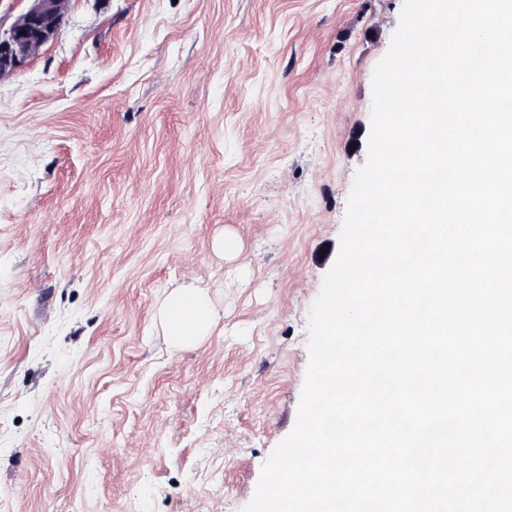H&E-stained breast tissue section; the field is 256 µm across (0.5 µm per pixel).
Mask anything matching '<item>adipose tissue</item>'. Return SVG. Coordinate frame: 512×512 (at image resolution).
I'll list each match as a JSON object with an SVG mask.
<instances>
[{"instance_id":"obj_1","label":"adipose tissue","mask_w":512,"mask_h":512,"mask_svg":"<svg viewBox=\"0 0 512 512\" xmlns=\"http://www.w3.org/2000/svg\"><path fill=\"white\" fill-rule=\"evenodd\" d=\"M161 316L171 341L188 344L208 334L214 323V308L202 289L180 288L165 300Z\"/></svg>"}]
</instances>
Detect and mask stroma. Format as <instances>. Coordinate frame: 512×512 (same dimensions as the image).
I'll list each match as a JSON object with an SVG mask.
<instances>
[{
	"instance_id": "obj_1",
	"label": "stroma",
	"mask_w": 512,
	"mask_h": 512,
	"mask_svg": "<svg viewBox=\"0 0 512 512\" xmlns=\"http://www.w3.org/2000/svg\"><path fill=\"white\" fill-rule=\"evenodd\" d=\"M403 3L70 0L0 79V512L252 499ZM187 286L215 323L176 345ZM188 312L180 318L175 313ZM166 335L175 344H188L206 336L214 323V308L207 293L200 288H180L164 302L161 310Z\"/></svg>"
}]
</instances>
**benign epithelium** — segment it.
Returning <instances> with one entry per match:
<instances>
[{
    "mask_svg": "<svg viewBox=\"0 0 512 512\" xmlns=\"http://www.w3.org/2000/svg\"><path fill=\"white\" fill-rule=\"evenodd\" d=\"M28 7L22 12L27 19L23 28L13 23L0 30V67L15 71L29 59V42L46 45L60 31L63 18L58 16L55 0H27Z\"/></svg>",
    "mask_w": 512,
    "mask_h": 512,
    "instance_id": "1",
    "label": "benign epithelium"
}]
</instances>
